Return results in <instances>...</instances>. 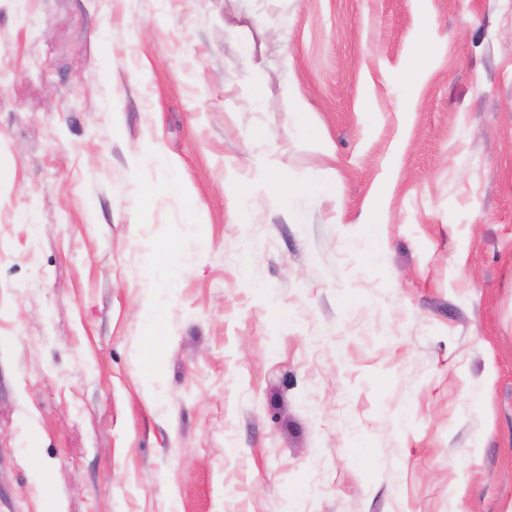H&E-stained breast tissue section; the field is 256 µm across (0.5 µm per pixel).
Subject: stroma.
Segmentation results:
<instances>
[{"instance_id": "1", "label": "stroma", "mask_w": 512, "mask_h": 512, "mask_svg": "<svg viewBox=\"0 0 512 512\" xmlns=\"http://www.w3.org/2000/svg\"><path fill=\"white\" fill-rule=\"evenodd\" d=\"M0 512H512V0H0Z\"/></svg>"}]
</instances>
